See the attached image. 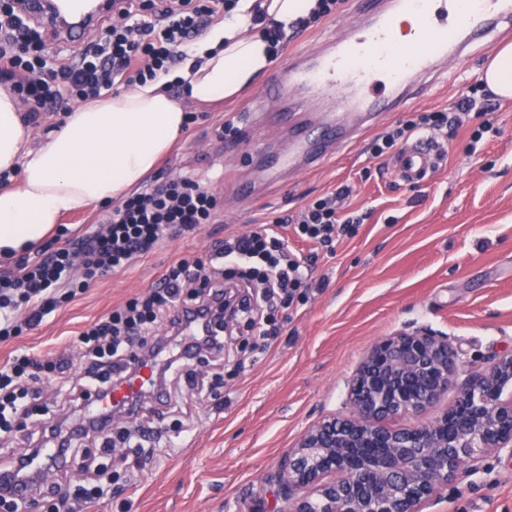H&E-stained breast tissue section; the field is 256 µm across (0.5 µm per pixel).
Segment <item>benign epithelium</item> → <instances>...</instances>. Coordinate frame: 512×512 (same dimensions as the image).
Masks as SVG:
<instances>
[{
    "instance_id": "1",
    "label": "benign epithelium",
    "mask_w": 512,
    "mask_h": 512,
    "mask_svg": "<svg viewBox=\"0 0 512 512\" xmlns=\"http://www.w3.org/2000/svg\"><path fill=\"white\" fill-rule=\"evenodd\" d=\"M347 405L310 424L271 475L284 512H423L488 459L512 458V351L463 376L448 337L402 329L368 349Z\"/></svg>"
}]
</instances>
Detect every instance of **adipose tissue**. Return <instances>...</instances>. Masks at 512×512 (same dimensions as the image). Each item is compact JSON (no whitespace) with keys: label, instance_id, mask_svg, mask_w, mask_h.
<instances>
[{"label":"adipose tissue","instance_id":"1","mask_svg":"<svg viewBox=\"0 0 512 512\" xmlns=\"http://www.w3.org/2000/svg\"><path fill=\"white\" fill-rule=\"evenodd\" d=\"M257 5L288 25L309 15L317 0H238L223 23L190 47L178 72L191 99H231L272 66L268 43L252 25ZM168 81L162 75L85 104L36 145L13 95L0 89V172L19 174L16 185L0 189L1 256L35 249L63 215L119 201L140 186L184 131L185 112L166 92Z\"/></svg>","mask_w":512,"mask_h":512}]
</instances>
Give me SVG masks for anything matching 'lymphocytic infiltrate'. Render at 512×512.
<instances>
[{
    "label": "lymphocytic infiltrate",
    "instance_id": "obj_1",
    "mask_svg": "<svg viewBox=\"0 0 512 512\" xmlns=\"http://www.w3.org/2000/svg\"><path fill=\"white\" fill-rule=\"evenodd\" d=\"M19 0H0V84L10 89L28 115L71 112L99 99L117 85L131 87L169 73L187 58L191 41L221 23L237 0H130L103 39L72 56L60 57L29 21ZM338 0L317 6L290 26L255 10L252 22L262 26L275 53L322 18L336 11ZM482 83L452 106L414 113L405 123L384 131L370 143L372 157L387 156L399 143L416 136H439L462 126L463 114L475 106ZM350 187L341 186L291 217L295 233L320 244L338 240L361 218L346 201ZM219 197L187 177H157L144 191L115 207L88 233L38 250L0 268V342L20 336L57 309L67 306L77 290L110 273L124 270L166 239L214 223ZM256 279L267 309L289 306L298 289L311 285V266L292 254L273 226L262 225L225 240L213 253L195 260H176L151 290L88 324L76 338L86 359L69 371L64 358L40 361L28 352L0 365V433L13 422L35 419L44 443L59 454L77 456L75 440L103 435L110 412L83 418L78 425L58 420L55 409L74 406L91 393L108 394L139 365L152 364L159 376L181 373L185 354L208 353L222 358L226 319L244 320L250 335H276L273 318H257L250 305L224 309V284Z\"/></svg>",
    "mask_w": 512,
    "mask_h": 512
}]
</instances>
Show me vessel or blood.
Returning a JSON list of instances; mask_svg holds the SVG:
<instances>
[{
    "label": "vessel or blood",
    "instance_id": "1",
    "mask_svg": "<svg viewBox=\"0 0 512 512\" xmlns=\"http://www.w3.org/2000/svg\"><path fill=\"white\" fill-rule=\"evenodd\" d=\"M358 0L361 24L328 37L323 50L312 59L296 54L292 64L274 72L253 100L255 120H262L268 98L283 102V117L291 121L293 135L282 153L270 156L269 173L293 163L299 156L326 161L339 136L337 122L316 123L302 119L313 98L335 102L340 112H399L420 96L444 71L448 59L462 57L472 46L489 37L512 33V0ZM33 18L49 28L58 26L62 15L73 22L61 28L62 43L78 45L87 25L111 16L112 0H27ZM410 15L418 22L413 41L393 40L395 21ZM442 152L440 146L420 137L408 144L394 167L407 184H424ZM153 369L139 367L135 376L105 397L91 395L89 403L134 409L142 387L151 382Z\"/></svg>",
    "mask_w": 512,
    "mask_h": 512
}]
</instances>
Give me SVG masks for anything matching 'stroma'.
Listing matches in <instances>:
<instances>
[{"label": "stroma", "mask_w": 512, "mask_h": 512, "mask_svg": "<svg viewBox=\"0 0 512 512\" xmlns=\"http://www.w3.org/2000/svg\"><path fill=\"white\" fill-rule=\"evenodd\" d=\"M354 10L353 0H343L335 14L291 41L277 66L298 51H319L337 23L353 21ZM489 57L477 47L407 109L374 116L329 160L290 170L279 181L262 177L258 152L284 144L286 134L255 126L252 90L207 106L158 167L210 184L221 197L216 222L98 278L40 326L0 343V363L21 351L71 348L83 325L146 293L175 259L206 255L258 222L296 214L338 186L351 187V203L366 219L333 249L298 238L292 226L279 228L289 248L315 264L311 288L277 312L278 336L264 342L225 336L221 379L204 397L173 386L177 409L192 417L193 429L138 470L113 455L114 491L98 512H282L271 475L311 422L346 412L348 378L374 342L427 326L447 334L464 372L478 357L512 350V99L486 118L493 128L478 145L470 134L486 119L475 113L444 138L447 152L423 185L402 182L393 157L368 152L387 127L457 102ZM228 120L239 135L219 139ZM242 179L255 181L253 198H238ZM427 512H512V460L488 459L483 472L449 486Z\"/></svg>", "instance_id": "obj_1"}]
</instances>
